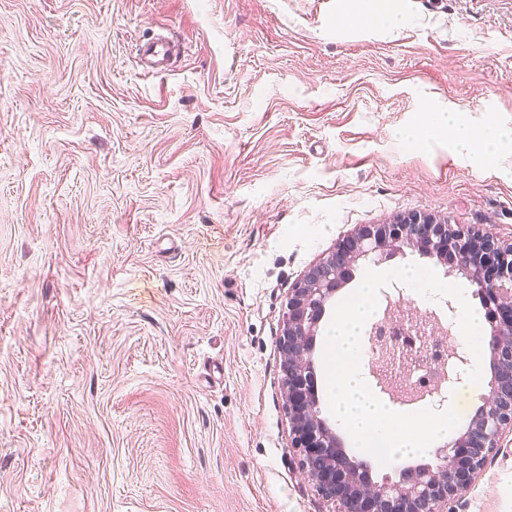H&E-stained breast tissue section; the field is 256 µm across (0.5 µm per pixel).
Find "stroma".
Masks as SVG:
<instances>
[{"label": "stroma", "mask_w": 512, "mask_h": 512, "mask_svg": "<svg viewBox=\"0 0 512 512\" xmlns=\"http://www.w3.org/2000/svg\"><path fill=\"white\" fill-rule=\"evenodd\" d=\"M0 0V512H327L282 397L288 290L412 213L512 242V0ZM185 47L163 75L137 50ZM458 512H512V450ZM349 20L369 23L374 29L393 32L411 18L406 0H347ZM462 112L430 110L427 113V127L434 134L450 128L452 151L465 158L487 155L489 146L498 147L501 152L512 154V130L496 123L474 126L466 121Z\"/></svg>", "instance_id": "35a3bbf8"}]
</instances>
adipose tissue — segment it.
<instances>
[{
	"instance_id": "obj_1",
	"label": "adipose tissue",
	"mask_w": 512,
	"mask_h": 512,
	"mask_svg": "<svg viewBox=\"0 0 512 512\" xmlns=\"http://www.w3.org/2000/svg\"><path fill=\"white\" fill-rule=\"evenodd\" d=\"M348 16L358 23L371 24L374 29L393 32L405 25L411 17L407 0H347ZM427 127L437 133L450 129V145L461 157L486 155L489 146L512 154V130L496 123L475 126L461 113L442 110L429 111Z\"/></svg>"
}]
</instances>
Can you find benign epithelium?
I'll return each mask as SVG.
<instances>
[{
    "label": "benign epithelium",
    "mask_w": 512,
    "mask_h": 512,
    "mask_svg": "<svg viewBox=\"0 0 512 512\" xmlns=\"http://www.w3.org/2000/svg\"><path fill=\"white\" fill-rule=\"evenodd\" d=\"M410 248L423 256L450 264L475 288L490 326L488 394L460 435L436 449L441 463L399 470L396 480L373 479L367 462L349 455L322 412L317 398L314 343L328 304L351 278L359 262L381 263ZM386 306L383 322L399 329L415 324L431 326L427 339L446 346L447 357L431 371L426 386H401L396 364V338L382 326L371 325L367 343L374 356L369 374L380 392L394 404L412 406L426 401L440 405L462 382L468 359L448 346L455 326L454 307L448 322L433 311L414 306L382 292ZM283 399L291 424L292 447L299 455L304 478L332 512H452L472 488L489 459L503 449V435L512 433V242L490 231L451 224L432 216L410 214L385 224H364L343 237L327 257L313 264L288 289L287 312L278 338Z\"/></svg>",
    "instance_id": "obj_1"
}]
</instances>
